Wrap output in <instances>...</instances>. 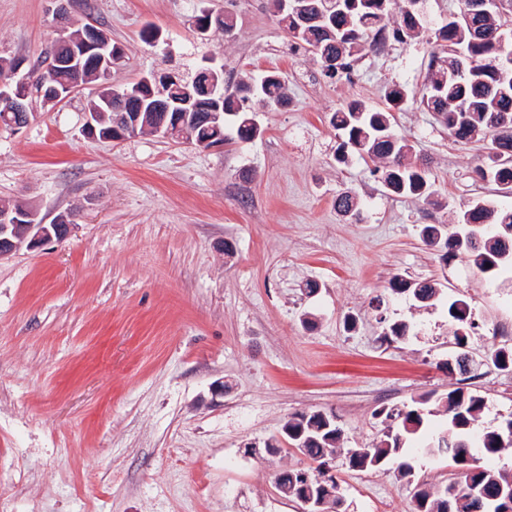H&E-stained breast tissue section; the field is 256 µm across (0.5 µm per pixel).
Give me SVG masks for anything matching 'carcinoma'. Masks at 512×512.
<instances>
[{"mask_svg": "<svg viewBox=\"0 0 512 512\" xmlns=\"http://www.w3.org/2000/svg\"><path fill=\"white\" fill-rule=\"evenodd\" d=\"M296 4L298 12L276 14L277 24L295 48L310 53L329 77L351 78L364 45L377 48L390 38L397 42L415 39L425 29L420 14L411 15L406 11L408 0H296ZM498 30L512 40V29L505 27L496 13L469 15L460 11L449 16L448 23L435 30L437 50L429 56L419 103L436 116L453 140H488L487 165L476 167L475 173L482 179L488 173L490 182L509 190L512 188V133L499 136L494 134V129L499 126L512 129V65H505L498 59L490 38V34ZM201 81L203 78L196 75H176L159 81L150 89L143 90L134 82L116 88L110 86L108 90L120 94L130 91L131 96L120 103L131 112L157 120L160 114L151 109L153 100L149 96L164 93V99L175 112L186 91ZM285 90V77L270 71L249 82H238L225 90L223 102L212 101L210 106L224 109V120L236 127L240 140L248 141L254 139L253 131L257 127L247 102L258 98L277 105ZM102 97L103 93H97L87 102V109L105 112L97 135L100 139H110L113 112ZM330 123L342 139L337 161L357 155L364 161L377 163L372 173L379 175L391 194L424 200L434 195L425 169L406 162L411 144L393 131L388 111L351 100L332 114ZM184 140L194 145L207 140L222 145L224 127L194 126L187 130ZM336 209L345 215L360 216L358 199L350 191L337 195ZM421 236L428 245L436 247L444 262L465 254L476 269L491 276L512 264V210H499L484 201L460 212L455 230H448L446 224H426L421 228ZM390 290L395 295L410 293L420 303H428L440 294V289L427 281L414 282L398 277L390 282ZM447 314L448 323L454 327L455 344L459 346L468 341V328L473 325L468 303L452 301ZM409 332L407 322L387 321L379 339L391 344ZM429 403L443 408L445 428L426 438L418 448L433 455H446L456 467L459 466L458 453H468L473 459L468 465L472 472L453 479L458 485L453 512H494L491 503L475 494L473 488L488 492L512 485L511 469H488L480 465L481 459L494 457L504 449L502 436L512 430V414L496 423H485V398L464 387L440 395L428 393L409 404L382 408L379 415L386 423L383 438L370 448L347 449L348 468L367 471L392 463L397 465L402 477L411 476L412 467L405 457L409 444L425 434L430 416L425 405ZM282 430L288 431L290 444L293 434L303 433L304 447L299 452L315 463L307 469L277 471L275 480L284 497H297L300 483L306 478L316 490L342 502L337 481L327 484L322 481V466L340 450L342 428L336 425L325 430L316 414L301 412L289 417ZM415 498L421 503L414 507V512H448V499L442 493L419 489Z\"/></svg>", "mask_w": 512, "mask_h": 512, "instance_id": "cac0c4a2", "label": "carcinoma"}]
</instances>
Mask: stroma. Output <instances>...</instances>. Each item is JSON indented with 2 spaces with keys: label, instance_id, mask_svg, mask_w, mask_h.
Here are the masks:
<instances>
[{
  "label": "stroma",
  "instance_id": "obj_1",
  "mask_svg": "<svg viewBox=\"0 0 512 512\" xmlns=\"http://www.w3.org/2000/svg\"><path fill=\"white\" fill-rule=\"evenodd\" d=\"M424 7L423 37L364 48L351 78L331 79L291 47L274 0H76L74 26L94 20L123 52L112 83L190 75L211 58L236 81L282 73L288 104L252 100L260 135L244 142L229 127L211 149L90 137L92 84L35 104L21 129L0 127V204L76 215L65 240L0 258V512H297L273 474L308 459L243 445L264 444L300 411L339 419L332 467L347 512H411L414 484L447 483L444 456L411 455L408 480L392 464L350 470L344 455L379 441L381 405L452 388L448 300L472 308L476 356L512 346L500 333L512 272L487 279L420 236L476 201L512 209V193L473 173L486 141L454 142L410 102L391 110L435 190L429 202L387 193L360 158L336 160L333 112L354 99L382 108L389 86L414 94L425 83L434 32L460 0ZM54 8L0 0V55L36 61L60 36ZM204 8L232 14L234 37L199 35ZM147 27L158 42L142 40ZM345 190L360 196L361 219L337 212ZM395 277L442 291L425 307L391 294ZM310 281L318 293H306ZM383 317L407 320L411 335L381 343ZM472 386L487 400L484 422L512 414V374Z\"/></svg>",
  "mask_w": 512,
  "mask_h": 512
}]
</instances>
